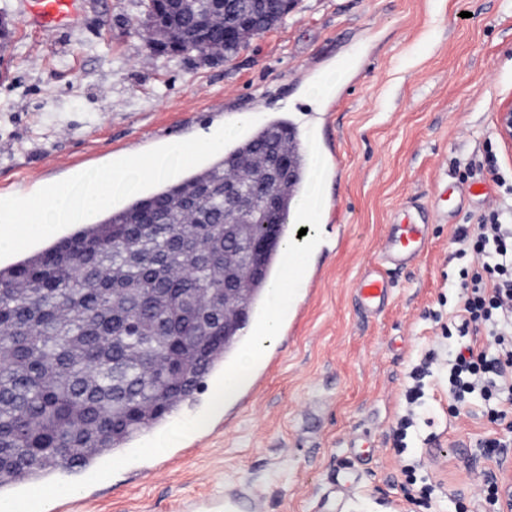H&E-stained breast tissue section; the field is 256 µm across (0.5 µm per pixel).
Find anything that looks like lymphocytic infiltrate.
I'll list each match as a JSON object with an SVG mask.
<instances>
[{
	"instance_id": "obj_1",
	"label": "lymphocytic infiltrate",
	"mask_w": 512,
	"mask_h": 512,
	"mask_svg": "<svg viewBox=\"0 0 512 512\" xmlns=\"http://www.w3.org/2000/svg\"><path fill=\"white\" fill-rule=\"evenodd\" d=\"M507 202L488 211L471 237L478 269L461 283L463 311L469 322L489 326L505 361L483 354L458 353L449 369L451 393L458 399L481 390H497L512 404V184Z\"/></svg>"
}]
</instances>
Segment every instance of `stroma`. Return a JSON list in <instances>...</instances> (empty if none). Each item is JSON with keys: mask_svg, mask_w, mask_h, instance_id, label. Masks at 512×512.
<instances>
[{"mask_svg": "<svg viewBox=\"0 0 512 512\" xmlns=\"http://www.w3.org/2000/svg\"><path fill=\"white\" fill-rule=\"evenodd\" d=\"M142 0H82V22L54 33L26 25L19 0H0L12 37L0 51V198L46 180L231 121L284 117L341 171L325 181L322 242L308 264L304 312L210 427L162 454L51 502L46 512H194L198 499L238 489L260 512H491L499 464L512 460V411L448 391L460 349L495 355L486 327H463L459 284L474 270L462 226L499 202L512 146L495 130L512 100V0H298L280 24L229 60L151 54ZM325 93L314 85L330 70ZM497 155L496 171L485 164ZM490 184L447 224H432L417 266L389 272L391 295L367 313L354 283L380 266L395 211L463 178ZM433 355L416 407L408 374ZM413 415L403 447L398 421ZM501 442L498 453L485 443ZM430 505L407 501L409 476Z\"/></svg>", "mask_w": 512, "mask_h": 512, "instance_id": "1", "label": "stroma"}]
</instances>
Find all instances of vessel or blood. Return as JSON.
<instances>
[{
	"mask_svg": "<svg viewBox=\"0 0 512 512\" xmlns=\"http://www.w3.org/2000/svg\"><path fill=\"white\" fill-rule=\"evenodd\" d=\"M22 14L27 25L45 31L76 26L81 18V0H22ZM431 227L421 220V211L413 203H405L393 216V223L382 246V261L397 268L415 266L427 251ZM391 282L374 272L356 284L363 306L375 312L388 300ZM218 512H258L253 497L238 491L225 494L218 501Z\"/></svg>",
	"mask_w": 512,
	"mask_h": 512,
	"instance_id": "vessel-or-blood-1",
	"label": "vessel or blood"
}]
</instances>
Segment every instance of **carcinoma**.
I'll return each mask as SVG.
<instances>
[{
  "label": "carcinoma",
  "mask_w": 512,
  "mask_h": 512,
  "mask_svg": "<svg viewBox=\"0 0 512 512\" xmlns=\"http://www.w3.org/2000/svg\"><path fill=\"white\" fill-rule=\"evenodd\" d=\"M192 6L174 14L148 0L147 31L160 44L177 34L174 55L207 61L233 56L240 45L224 39V19L203 29L197 24L199 16L212 13L210 0H193ZM285 13L273 5L258 18L257 32ZM249 137L181 180L135 196L100 221L0 266V453L23 459L0 466V489L40 482L58 469L84 471L122 451L165 421L238 348L241 333L224 327V315L201 325L185 306L188 297L207 311V289L224 287V180L236 181L254 199V210L240 223L278 219L284 239L294 184L304 183L307 168L291 123L263 125ZM273 140L290 156L294 172L293 182L275 187L276 217L266 212L255 179L242 169ZM185 238L191 249L176 247ZM279 254L268 253L262 274L247 285L246 310L261 306L271 261ZM70 266L80 270L78 277L61 274ZM158 288L165 289L164 297L140 304ZM189 332L197 336L198 351L180 360L174 385L170 370L180 354L175 337ZM101 412L116 420L106 432L93 426Z\"/></svg>",
  "instance_id": "carcinoma-1"
}]
</instances>
